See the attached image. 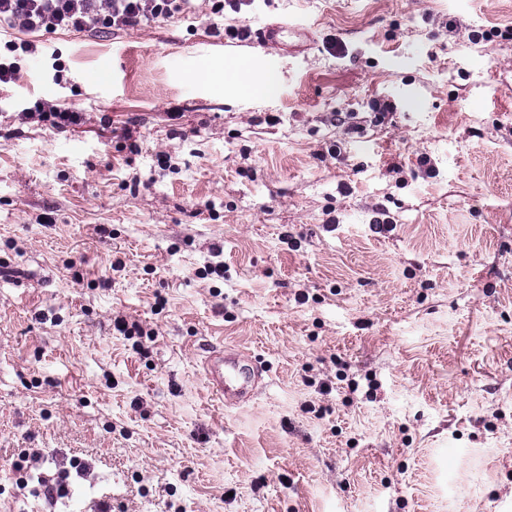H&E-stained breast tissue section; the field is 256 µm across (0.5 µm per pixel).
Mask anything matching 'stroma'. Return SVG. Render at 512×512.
Listing matches in <instances>:
<instances>
[{
	"instance_id": "stroma-1",
	"label": "stroma",
	"mask_w": 512,
	"mask_h": 512,
	"mask_svg": "<svg viewBox=\"0 0 512 512\" xmlns=\"http://www.w3.org/2000/svg\"><path fill=\"white\" fill-rule=\"evenodd\" d=\"M288 17L303 54L225 34ZM12 37L40 50L0 87V512H512V0ZM267 55L273 95L225 89ZM215 347L262 366L248 402ZM22 120L37 117L39 121L48 123L52 128L66 131L67 128L80 125L82 112L70 109H49L44 111L43 103L36 101L34 108H25L20 113ZM237 352L214 351L203 362L204 373L213 391L224 398L227 405H237L252 397V392L260 380L257 366L241 364Z\"/></svg>"
}]
</instances>
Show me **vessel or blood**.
I'll return each instance as SVG.
<instances>
[{"label":"vessel or blood","instance_id":"vessel-or-blood-1","mask_svg":"<svg viewBox=\"0 0 512 512\" xmlns=\"http://www.w3.org/2000/svg\"><path fill=\"white\" fill-rule=\"evenodd\" d=\"M311 38L310 29L300 22H268L249 32L250 43L275 44L291 52L307 47ZM203 369L213 391L228 405L250 400L260 379L258 368L243 365L238 353L226 350L209 355Z\"/></svg>","mask_w":512,"mask_h":512}]
</instances>
